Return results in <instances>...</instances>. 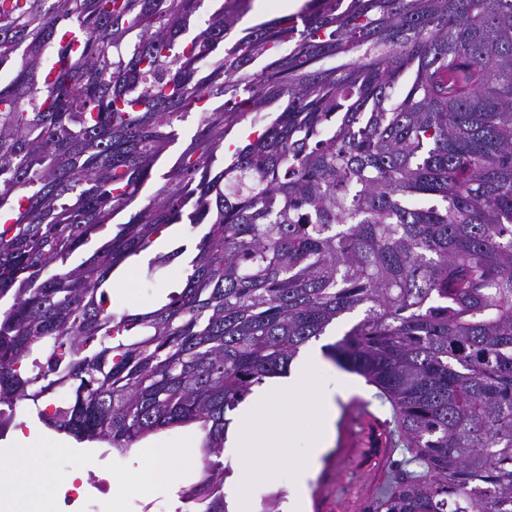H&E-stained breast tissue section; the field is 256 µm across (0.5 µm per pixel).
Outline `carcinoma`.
I'll list each match as a JSON object with an SVG mask.
<instances>
[{
	"label": "carcinoma",
	"instance_id": "1",
	"mask_svg": "<svg viewBox=\"0 0 512 512\" xmlns=\"http://www.w3.org/2000/svg\"><path fill=\"white\" fill-rule=\"evenodd\" d=\"M202 2L0 0V429L25 406L124 453L196 424L180 499L229 512L227 412L359 310L324 356L427 465L380 507L512 512V0H307L232 40L250 0L193 28ZM173 224L208 226L181 288L115 305Z\"/></svg>",
	"mask_w": 512,
	"mask_h": 512
}]
</instances>
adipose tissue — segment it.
I'll return each mask as SVG.
<instances>
[{"label":"adipose tissue","instance_id":"ef3b65f1","mask_svg":"<svg viewBox=\"0 0 512 512\" xmlns=\"http://www.w3.org/2000/svg\"><path fill=\"white\" fill-rule=\"evenodd\" d=\"M149 453L154 464L143 473L138 488L142 494L153 486L170 484L172 469L181 465L190 451L186 448H170L159 441L150 448ZM0 469L6 470L13 478L20 499L48 497L56 491V478L41 450L25 443L17 444L10 458L0 463Z\"/></svg>","mask_w":512,"mask_h":512}]
</instances>
